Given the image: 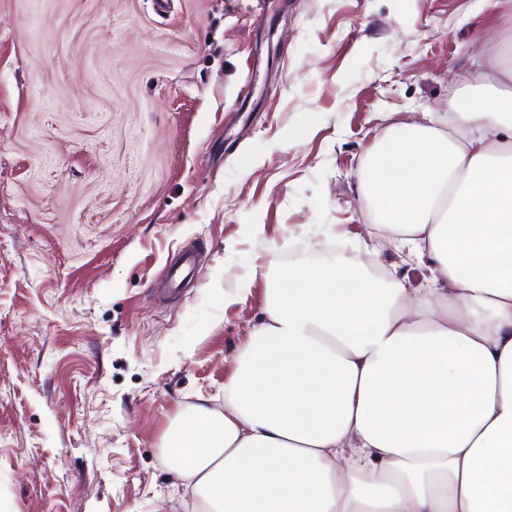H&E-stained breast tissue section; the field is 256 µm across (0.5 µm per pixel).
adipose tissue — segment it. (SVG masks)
Masks as SVG:
<instances>
[{
	"mask_svg": "<svg viewBox=\"0 0 512 512\" xmlns=\"http://www.w3.org/2000/svg\"><path fill=\"white\" fill-rule=\"evenodd\" d=\"M487 46L447 112L395 118L359 189L379 244L267 283L224 407L192 405L162 449L196 512H512V68ZM359 257L364 263L368 261L385 269L399 265L400 272L406 276L407 281L414 288H423L429 275L426 267L407 257L397 255L389 248L377 247L376 252H363Z\"/></svg>",
	"mask_w": 512,
	"mask_h": 512,
	"instance_id": "obj_1",
	"label": "adipose tissue"
}]
</instances>
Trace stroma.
<instances>
[{
  "instance_id": "1",
  "label": "stroma",
  "mask_w": 512,
  "mask_h": 512,
  "mask_svg": "<svg viewBox=\"0 0 512 512\" xmlns=\"http://www.w3.org/2000/svg\"><path fill=\"white\" fill-rule=\"evenodd\" d=\"M512 0H0V512H191L273 245L348 248L389 115L443 111ZM193 283L160 298L186 249ZM247 300L225 304L244 280Z\"/></svg>"
}]
</instances>
